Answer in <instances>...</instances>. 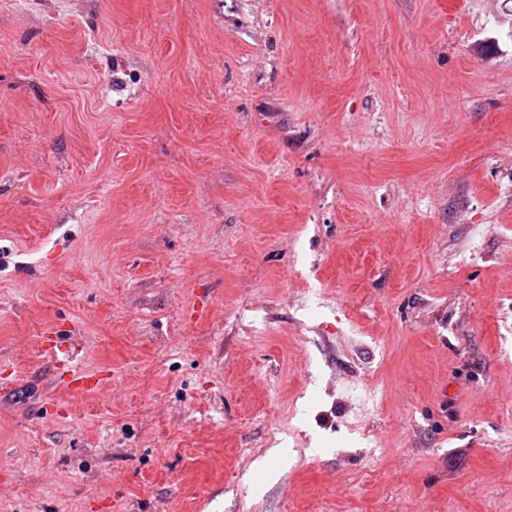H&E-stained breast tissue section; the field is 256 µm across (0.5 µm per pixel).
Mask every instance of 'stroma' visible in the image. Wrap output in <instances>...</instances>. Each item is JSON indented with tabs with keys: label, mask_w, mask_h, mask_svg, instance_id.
<instances>
[{
	"label": "stroma",
	"mask_w": 512,
	"mask_h": 512,
	"mask_svg": "<svg viewBox=\"0 0 512 512\" xmlns=\"http://www.w3.org/2000/svg\"><path fill=\"white\" fill-rule=\"evenodd\" d=\"M0 512H512V0H0ZM101 381V378L74 371L66 382V387L72 395L79 396L98 389Z\"/></svg>",
	"instance_id": "obj_1"
}]
</instances>
